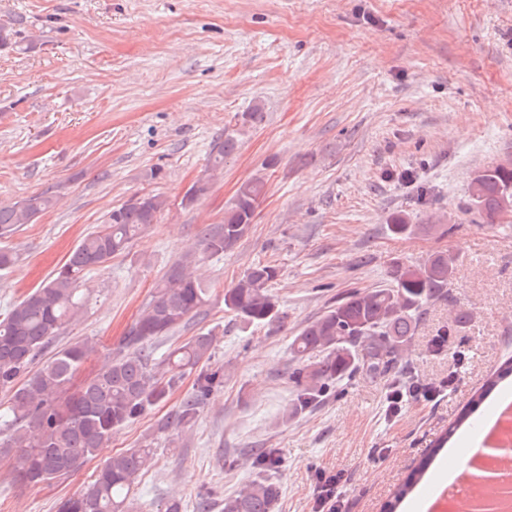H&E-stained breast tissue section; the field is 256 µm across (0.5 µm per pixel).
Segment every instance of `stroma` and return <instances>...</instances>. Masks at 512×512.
<instances>
[{
    "mask_svg": "<svg viewBox=\"0 0 512 512\" xmlns=\"http://www.w3.org/2000/svg\"><path fill=\"white\" fill-rule=\"evenodd\" d=\"M21 21L24 51L0 49V203L48 193L55 206L6 245L0 314L46 281L112 207L162 194L166 210L129 250L82 282L85 306L37 357L81 340L97 372L123 347L155 283L205 230L224 221L239 186L267 193L248 233L203 269L204 320L154 343L155 357L200 333L213 338L224 384L179 435L159 422L191 390L113 434L66 478L14 481L0 459V512H56L113 453L152 440L154 461L133 487L137 512L177 500L183 512L234 493L276 460L275 512H314L334 475L345 512H381L486 375L512 355V226L463 213L468 184L512 161V0H0V25ZM263 118L249 120L253 106ZM233 136L219 176L207 159ZM209 184L194 204L196 182ZM452 224L446 234L393 237L394 215ZM457 255L452 302L431 304L405 365L434 398L388 412L391 380L355 377L286 416L295 397L291 336L351 289L390 283L395 261ZM279 269L270 290L285 319L248 325L224 291L256 263ZM472 315L446 337L450 307Z\"/></svg>",
    "mask_w": 512,
    "mask_h": 512,
    "instance_id": "35a3bbf8",
    "label": "stroma"
}]
</instances>
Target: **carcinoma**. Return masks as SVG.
<instances>
[{
    "label": "carcinoma",
    "instance_id": "obj_1",
    "mask_svg": "<svg viewBox=\"0 0 512 512\" xmlns=\"http://www.w3.org/2000/svg\"><path fill=\"white\" fill-rule=\"evenodd\" d=\"M235 148L230 136L214 143L209 157L213 171ZM266 193L255 178L243 183L224 209V223L207 230L200 252L172 264L153 289L152 297L135 321L127 340L131 350L69 390L73 378L96 351L92 341L75 342L58 350L37 370L31 365L66 324L83 310L80 283L84 275L125 252L131 242L153 224L167 207V199L147 194L112 208L101 230L85 236L66 262L46 282L33 288L0 318V391L10 394L9 434L0 439V457H12L20 481L39 485L62 479L95 457L112 435L141 417L188 372L211 359L212 336L200 333L170 352L154 357L153 342L205 312L209 287L200 270L207 258L236 248L249 231ZM46 193L0 205V239L32 223L53 208ZM512 206V163H497L477 171L468 187L465 212L493 221ZM433 224H411L396 216L389 224L396 237L428 232ZM458 257L439 252L422 263L396 262L388 286L354 289L338 297L318 318L294 336L290 350L299 366L291 372L294 407L324 394L337 383L361 375L376 381L397 378L395 390L417 385L399 365L428 305L450 297ZM279 275L274 265L257 263L224 290V307L246 324H269L284 319L268 285ZM512 375L504 363L475 393L480 404L497 384ZM218 370L201 373L192 391L161 422L160 429L179 433L190 427L213 389L222 383ZM146 443L112 456L78 494L59 503L57 512H134L132 487L154 459ZM430 459L399 485L387 512H394L424 476ZM279 486L259 475L218 504H204L201 512H274Z\"/></svg>",
    "mask_w": 512,
    "mask_h": 512
}]
</instances>
